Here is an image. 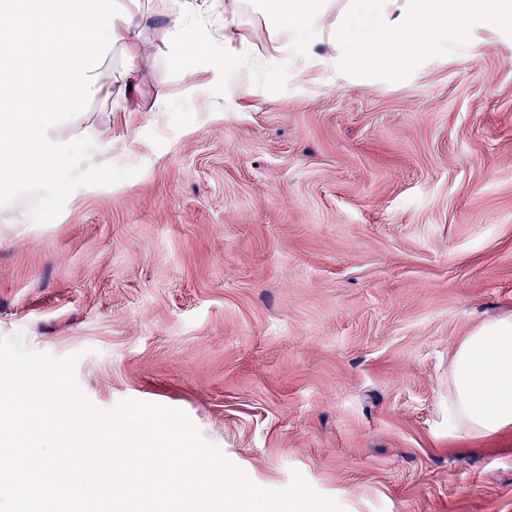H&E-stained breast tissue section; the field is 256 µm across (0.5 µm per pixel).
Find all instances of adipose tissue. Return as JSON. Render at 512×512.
Masks as SVG:
<instances>
[{"instance_id": "1", "label": "adipose tissue", "mask_w": 512, "mask_h": 512, "mask_svg": "<svg viewBox=\"0 0 512 512\" xmlns=\"http://www.w3.org/2000/svg\"><path fill=\"white\" fill-rule=\"evenodd\" d=\"M199 0H181L158 18L147 0H0V197L23 186L28 172L47 167L72 145L66 129L75 104L104 94L125 112L140 111L133 60L112 65L118 51L162 24L166 56L183 69L213 66L204 52L210 32L194 25ZM280 50L300 47L301 67L326 72L383 71L399 78L449 44L470 43L472 22L512 29V0H254ZM333 42L336 53L317 47ZM448 413L458 432L488 435L512 426V318L483 325L457 350Z\"/></svg>"}]
</instances>
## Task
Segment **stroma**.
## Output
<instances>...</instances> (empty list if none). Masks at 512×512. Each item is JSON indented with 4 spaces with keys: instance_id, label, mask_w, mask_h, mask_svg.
Returning a JSON list of instances; mask_svg holds the SVG:
<instances>
[{
    "instance_id": "1",
    "label": "stroma",
    "mask_w": 512,
    "mask_h": 512,
    "mask_svg": "<svg viewBox=\"0 0 512 512\" xmlns=\"http://www.w3.org/2000/svg\"><path fill=\"white\" fill-rule=\"evenodd\" d=\"M242 34L269 60L249 100L239 42L187 75L152 30L142 111L78 105L62 175L0 206V336L81 353L100 407L184 411L261 487L512 512V427L448 422L454 352L512 317V32L398 80Z\"/></svg>"
}]
</instances>
